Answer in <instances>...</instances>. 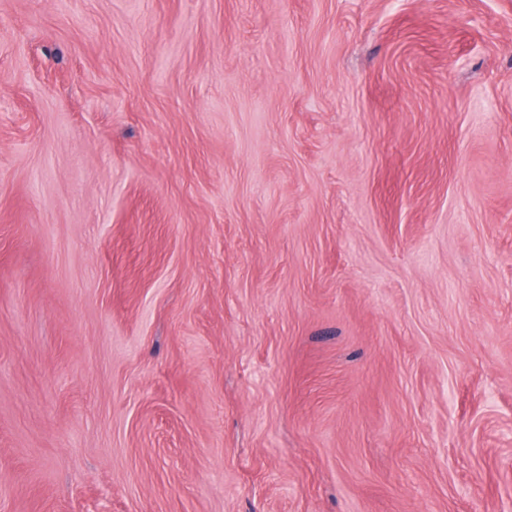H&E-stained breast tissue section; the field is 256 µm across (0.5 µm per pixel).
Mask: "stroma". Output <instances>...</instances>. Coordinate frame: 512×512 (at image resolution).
Returning <instances> with one entry per match:
<instances>
[{
    "label": "stroma",
    "instance_id": "1",
    "mask_svg": "<svg viewBox=\"0 0 512 512\" xmlns=\"http://www.w3.org/2000/svg\"><path fill=\"white\" fill-rule=\"evenodd\" d=\"M0 512H512V0H0Z\"/></svg>",
    "mask_w": 512,
    "mask_h": 512
}]
</instances>
